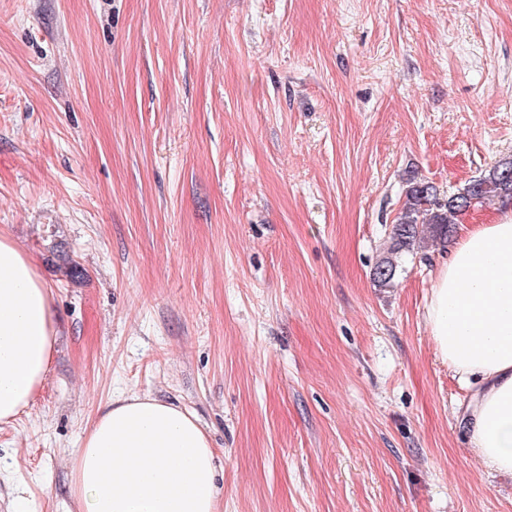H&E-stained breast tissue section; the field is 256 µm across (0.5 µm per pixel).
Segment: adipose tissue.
Listing matches in <instances>:
<instances>
[{"label":"adipose tissue","instance_id":"1","mask_svg":"<svg viewBox=\"0 0 512 512\" xmlns=\"http://www.w3.org/2000/svg\"><path fill=\"white\" fill-rule=\"evenodd\" d=\"M427 325L439 356L476 391L469 446L512 474V216L468 231L435 275ZM52 294L0 235V422L27 409L52 364ZM78 512H220L214 450L194 414L137 394L113 398L70 455Z\"/></svg>","mask_w":512,"mask_h":512}]
</instances>
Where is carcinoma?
Returning <instances> with one entry per match:
<instances>
[{
	"label": "carcinoma",
	"mask_w": 512,
	"mask_h": 512,
	"mask_svg": "<svg viewBox=\"0 0 512 512\" xmlns=\"http://www.w3.org/2000/svg\"><path fill=\"white\" fill-rule=\"evenodd\" d=\"M493 200L503 203L512 200V160L496 162L446 199L439 197L433 183L414 177L408 179L386 255L374 268L373 280L380 288L390 287L398 271V259L419 247L422 234L427 232L446 243L454 232L455 216L476 203Z\"/></svg>",
	"instance_id": "1"
}]
</instances>
